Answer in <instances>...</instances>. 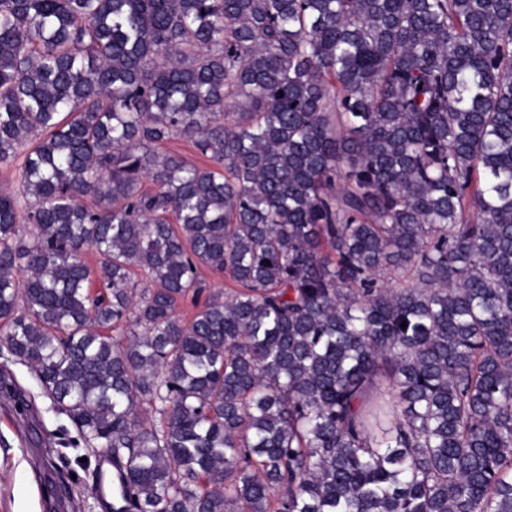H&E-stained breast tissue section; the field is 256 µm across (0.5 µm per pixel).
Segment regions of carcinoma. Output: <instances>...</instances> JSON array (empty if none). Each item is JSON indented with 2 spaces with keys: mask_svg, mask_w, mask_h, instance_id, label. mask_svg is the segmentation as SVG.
Wrapping results in <instances>:
<instances>
[{
  "mask_svg": "<svg viewBox=\"0 0 512 512\" xmlns=\"http://www.w3.org/2000/svg\"><path fill=\"white\" fill-rule=\"evenodd\" d=\"M0 168L112 512H512V0H0Z\"/></svg>",
  "mask_w": 512,
  "mask_h": 512,
  "instance_id": "carcinoma-1",
  "label": "carcinoma"
}]
</instances>
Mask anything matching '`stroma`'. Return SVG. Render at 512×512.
I'll list each match as a JSON object with an SVG mask.
<instances>
[{"label": "stroma", "mask_w": 512, "mask_h": 512, "mask_svg": "<svg viewBox=\"0 0 512 512\" xmlns=\"http://www.w3.org/2000/svg\"><path fill=\"white\" fill-rule=\"evenodd\" d=\"M11 371L25 396L0 393V512H111V498L93 491L95 473L112 470L107 455L79 461L76 450L65 447L67 417L41 394L25 366L13 365ZM63 449L84 488L82 494L62 486L47 466Z\"/></svg>", "instance_id": "obj_1"}]
</instances>
